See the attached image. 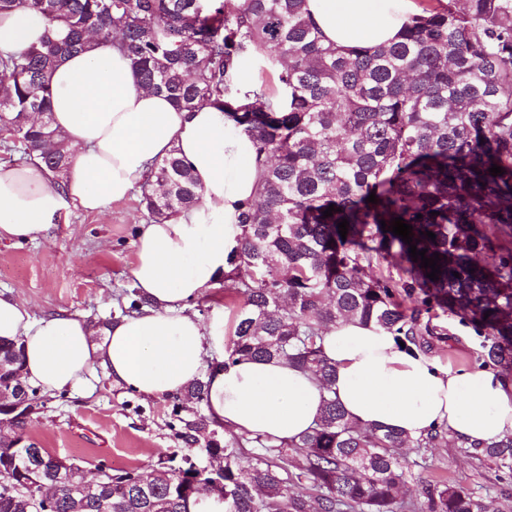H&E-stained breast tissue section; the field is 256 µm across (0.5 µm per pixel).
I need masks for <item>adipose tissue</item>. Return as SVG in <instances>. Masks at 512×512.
<instances>
[{
  "instance_id": "ef3b65f1",
  "label": "adipose tissue",
  "mask_w": 512,
  "mask_h": 512,
  "mask_svg": "<svg viewBox=\"0 0 512 512\" xmlns=\"http://www.w3.org/2000/svg\"><path fill=\"white\" fill-rule=\"evenodd\" d=\"M326 41L342 47L394 40L412 0H306ZM47 32L35 11L0 15V53L39 45ZM52 125L73 161L55 182L40 159L0 163V241L45 238L74 205L103 211L143 182L153 162L177 153L191 167L201 203L162 223L140 226L134 286L149 300L138 312L103 324L73 316L38 317L0 290V342L23 348V384L49 393L84 385L95 367L128 390L183 396L194 379L208 384L207 412L225 434L289 442L316 424L325 397L365 429L413 440L439 430L465 446L512 436V380L484 368H451L401 344L375 324L340 321L320 346L333 364L330 388L284 360L225 364L213 350L224 325H203L190 301L214 287L242 247L241 203L256 191L251 141L232 133L213 106L192 112L144 89L131 59L112 43L62 58L50 77Z\"/></svg>"
}]
</instances>
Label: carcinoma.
Segmentation results:
<instances>
[{
  "label": "carcinoma",
  "instance_id": "1",
  "mask_svg": "<svg viewBox=\"0 0 512 512\" xmlns=\"http://www.w3.org/2000/svg\"><path fill=\"white\" fill-rule=\"evenodd\" d=\"M15 10L41 13L49 28L40 46L0 54V118L13 131L4 140L55 175L73 152L51 126L48 77L90 36L119 39L142 87L187 112L208 103L251 139L260 168L225 276L238 304L224 365L283 359L328 387L318 340L330 326L372 322L414 345L448 335L442 321L420 324L439 308L484 337L487 362L512 370V0L423 6L393 41L352 48L325 42L306 0H0L1 15ZM253 65L273 82L248 76ZM494 164L504 174L490 175ZM141 195L148 223L201 201L173 153L155 161ZM395 217L425 257L439 253L438 279L392 233ZM21 369L20 349L0 344V393L30 400V414L5 426L22 443L0 456V512H36L47 484L57 485L51 512H183V475L198 478L194 496L206 491L212 477L187 458L148 474L111 469L94 490L41 466L49 452L26 429L45 400L18 386ZM184 399L206 402V382H191ZM177 421L186 443L203 439L224 456L225 512H483L460 485L406 487L403 451L433 447L439 431L412 441L365 430L332 398L316 428L289 443L222 445L209 415ZM479 454L512 469V437Z\"/></svg>",
  "mask_w": 512,
  "mask_h": 512
}]
</instances>
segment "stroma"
<instances>
[{
  "label": "stroma",
  "mask_w": 512,
  "mask_h": 512,
  "mask_svg": "<svg viewBox=\"0 0 512 512\" xmlns=\"http://www.w3.org/2000/svg\"><path fill=\"white\" fill-rule=\"evenodd\" d=\"M144 221L139 193L110 204L100 214L66 209L49 239L0 241V290H10L36 316L71 315L94 324L121 315L133 288L137 230ZM446 340L423 337V349L450 367L482 364V339L458 317L445 315ZM197 404L153 399L114 385L103 368L90 384L48 395L27 434L39 447L95 476L100 465L115 469L158 463L178 467L184 457L198 466L215 461L203 447L188 448L175 417L191 418ZM412 489L445 480L482 503L485 512H512V471L483 461L475 450L441 437L433 448L407 452Z\"/></svg>",
  "instance_id": "1"
}]
</instances>
